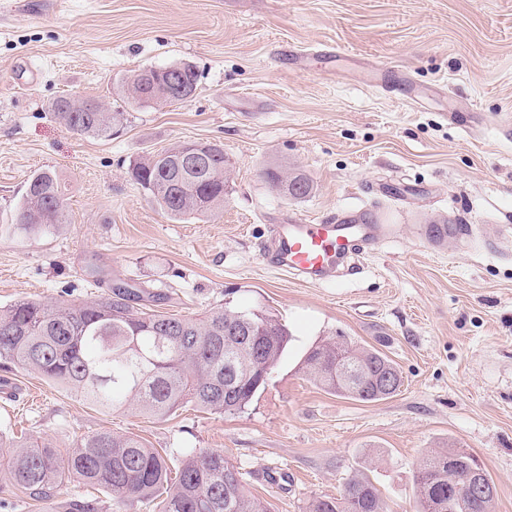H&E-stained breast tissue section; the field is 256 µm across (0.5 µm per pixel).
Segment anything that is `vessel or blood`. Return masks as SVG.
<instances>
[{
    "label": "vessel or blood",
    "instance_id": "vessel-or-blood-1",
    "mask_svg": "<svg viewBox=\"0 0 512 512\" xmlns=\"http://www.w3.org/2000/svg\"><path fill=\"white\" fill-rule=\"evenodd\" d=\"M395 231V225L381 223L377 213L361 210L320 224H274L265 256L277 271L319 284L334 278L355 256L390 239ZM462 232V227L455 224L414 227L416 237L436 250Z\"/></svg>",
    "mask_w": 512,
    "mask_h": 512
}]
</instances>
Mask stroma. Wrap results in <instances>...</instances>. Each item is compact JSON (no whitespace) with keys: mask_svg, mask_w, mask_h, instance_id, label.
<instances>
[{"mask_svg":"<svg viewBox=\"0 0 512 512\" xmlns=\"http://www.w3.org/2000/svg\"><path fill=\"white\" fill-rule=\"evenodd\" d=\"M187 62L186 102L135 106L130 71ZM61 96L126 115L109 138L53 115ZM512 0H0V224L28 178L56 171L68 222L0 238V307L84 300L122 281L139 307L198 317L264 311L293 340L240 413L189 407L165 419L101 411L25 370L0 365V458L12 440L60 449L107 429L178 459L217 450L269 512H307L367 474L388 512H415L413 471L431 448L474 455L494 512H512ZM182 141L223 145L224 212L173 220L131 180L130 161ZM301 169L312 190L286 198L267 167ZM380 211L393 242L360 273L321 284L281 274L259 244L268 225ZM414 224L469 236L436 252ZM345 336L383 352L403 385L364 402L302 371L308 349Z\"/></svg>","mask_w":512,"mask_h":512,"instance_id":"stroma-1","label":"stroma"}]
</instances>
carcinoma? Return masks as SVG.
<instances>
[{
    "label": "carcinoma",
    "mask_w": 512,
    "mask_h": 512,
    "mask_svg": "<svg viewBox=\"0 0 512 512\" xmlns=\"http://www.w3.org/2000/svg\"><path fill=\"white\" fill-rule=\"evenodd\" d=\"M186 93L197 89L198 73L181 64ZM156 83L143 81V70L122 79L136 105L180 102L178 96L156 93ZM59 122L74 132L109 137L123 125L122 112H108L94 99L61 97L51 105ZM224 148H217L208 165L176 171L160 154L130 162L131 178L145 189L166 215L175 219L212 217L224 211L228 183ZM270 184L283 196L299 185L297 197L311 189L309 178L279 166L266 169ZM67 223L64 186L53 170L33 174L14 214L1 224L3 234L38 236ZM136 289L124 283L90 301L59 299L51 304L20 300L0 307V362H8L57 385L105 411L126 404L141 414L164 419L187 405L204 411H243L265 389L273 368L291 342L285 324L271 313L211 309L200 318L138 311ZM366 360L371 375L390 374L389 391L371 379L347 382L336 370V349ZM304 373L321 388L361 401L395 394L402 378L383 354L341 341L312 347L302 362ZM456 470L448 469V458ZM475 458L454 448L431 449L415 475L416 512H492L496 487L487 472L480 478L491 494L461 496L454 472L470 469ZM0 472L29 500L55 512L57 493L78 479L97 487L117 502H147L155 512H268L260 499L244 488L242 473L220 451H198L180 459L175 468L155 448L140 439L98 430L62 452L48 441H31L17 454L0 460ZM65 512H102L101 500H74ZM308 512H386L377 487L367 478L350 480L336 497L315 498Z\"/></svg>",
    "instance_id": "cac0c4a2"
}]
</instances>
